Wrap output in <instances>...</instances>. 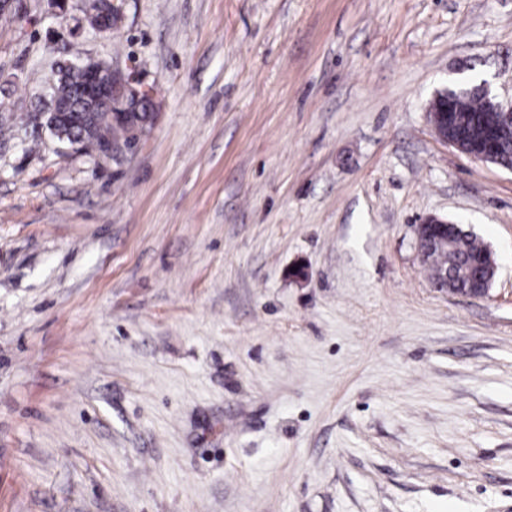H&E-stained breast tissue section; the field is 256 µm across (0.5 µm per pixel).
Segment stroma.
Returning a JSON list of instances; mask_svg holds the SVG:
<instances>
[{
  "label": "stroma",
  "instance_id": "1",
  "mask_svg": "<svg viewBox=\"0 0 512 512\" xmlns=\"http://www.w3.org/2000/svg\"><path fill=\"white\" fill-rule=\"evenodd\" d=\"M151 89L119 160L0 144V512H512V171L427 105L512 104V0H53L0 20V112L56 48ZM436 215L493 253L438 288ZM96 7L88 9L81 21H77L78 28L85 25L99 35H106L112 32L122 17V8L113 0H96Z\"/></svg>",
  "mask_w": 512,
  "mask_h": 512
}]
</instances>
